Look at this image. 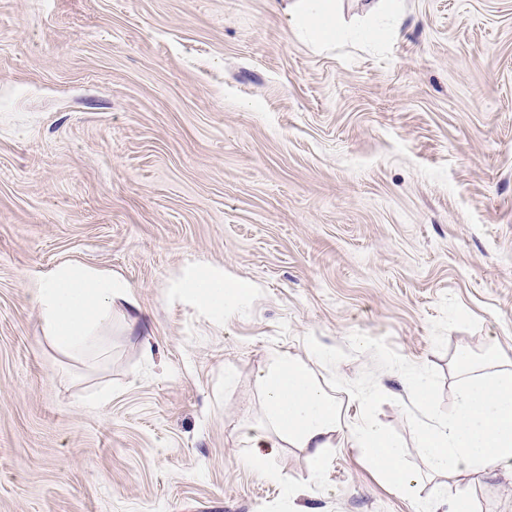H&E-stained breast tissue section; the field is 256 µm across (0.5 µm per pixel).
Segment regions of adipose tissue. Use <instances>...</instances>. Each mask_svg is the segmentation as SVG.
Here are the masks:
<instances>
[{"mask_svg": "<svg viewBox=\"0 0 512 512\" xmlns=\"http://www.w3.org/2000/svg\"><path fill=\"white\" fill-rule=\"evenodd\" d=\"M296 30L314 45L336 40L339 21L336 0H292L286 7ZM178 293L208 314L220 318L228 304H244L252 285L226 278L220 265L195 264L176 280ZM125 281L110 271L63 265L42 276L33 291L43 330L61 351L84 356L99 348L98 331L112 322L116 301H128ZM462 376L455 404L446 417L433 415L431 385L425 376L409 382L412 401L421 417L417 434L430 471L451 477L439 499L446 512H473L472 500L459 480L512 468V369L497 365L487 354L482 368L460 356ZM267 419L246 433L254 448L274 447L276 440L298 442L304 448H323L338 424L336 399L293 357H280L260 377ZM353 439L389 483L399 491L421 482L402 463L396 443L374 423L359 427Z\"/></svg>", "mask_w": 512, "mask_h": 512, "instance_id": "adipose-tissue-1", "label": "adipose tissue"}]
</instances>
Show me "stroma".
Listing matches in <instances>:
<instances>
[{
	"mask_svg": "<svg viewBox=\"0 0 512 512\" xmlns=\"http://www.w3.org/2000/svg\"><path fill=\"white\" fill-rule=\"evenodd\" d=\"M325 48L282 0H0V512H432L352 434L424 468L411 377L512 364V0H336ZM254 283L217 323L171 279ZM70 263L130 286L71 356L32 292ZM280 355L335 391L321 461L248 448ZM512 512V472L468 482ZM353 439L397 490L408 491L422 481L420 474H413L405 468L396 443L374 423L366 422L359 427L353 433Z\"/></svg>",
	"mask_w": 512,
	"mask_h": 512,
	"instance_id": "1",
	"label": "stroma"
}]
</instances>
